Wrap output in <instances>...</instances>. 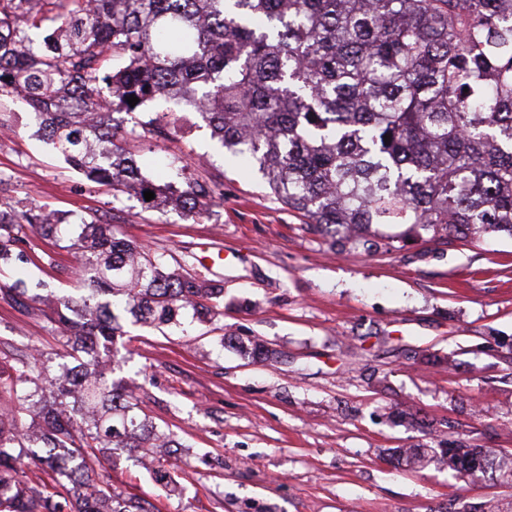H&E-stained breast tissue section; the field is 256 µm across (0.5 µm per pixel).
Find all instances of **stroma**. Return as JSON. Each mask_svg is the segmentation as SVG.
I'll list each match as a JSON object with an SVG mask.
<instances>
[{"mask_svg": "<svg viewBox=\"0 0 512 512\" xmlns=\"http://www.w3.org/2000/svg\"><path fill=\"white\" fill-rule=\"evenodd\" d=\"M12 110L0 131V205L100 221L224 283L220 315L187 335L125 324L116 375L179 443L180 488L159 495L131 460L113 487L158 512H512L498 470L463 480L390 458L445 439L512 465V237L438 246L417 227L392 247L379 237L369 249L331 245L256 168L224 155L198 117L164 139L124 141L155 183L215 187L195 217L151 208L87 180L35 136L27 105ZM72 243L23 234L27 280L70 292ZM227 336L260 338L282 359L254 362ZM65 351L38 303L0 293V363L38 353L54 364Z\"/></svg>", "mask_w": 512, "mask_h": 512, "instance_id": "stroma-1", "label": "stroma"}]
</instances>
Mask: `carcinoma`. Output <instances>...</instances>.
Masks as SVG:
<instances>
[{"label": "carcinoma", "instance_id": "carcinoma-1", "mask_svg": "<svg viewBox=\"0 0 512 512\" xmlns=\"http://www.w3.org/2000/svg\"><path fill=\"white\" fill-rule=\"evenodd\" d=\"M0 0V88L20 86L35 124L66 159L117 192L150 190V204L197 214L205 183L155 186L117 144L136 133L121 113L161 99L196 103L221 147L262 174L271 193L322 235L357 241L410 225L449 246L487 230L512 237V0ZM51 24L36 45L25 29ZM139 102L130 106L127 97ZM390 141H384L385 135ZM53 234L62 220L0 207V265L23 224ZM78 299H47V326L67 361L0 367V512H155L112 488L104 459H136L165 495L178 488L172 440L139 414L107 371L122 321L181 326L208 316L224 287L82 224ZM274 362L260 341L241 347ZM482 454L463 444L413 448L397 461L459 473ZM50 481L29 485L25 467Z\"/></svg>", "mask_w": 512, "mask_h": 512}]
</instances>
